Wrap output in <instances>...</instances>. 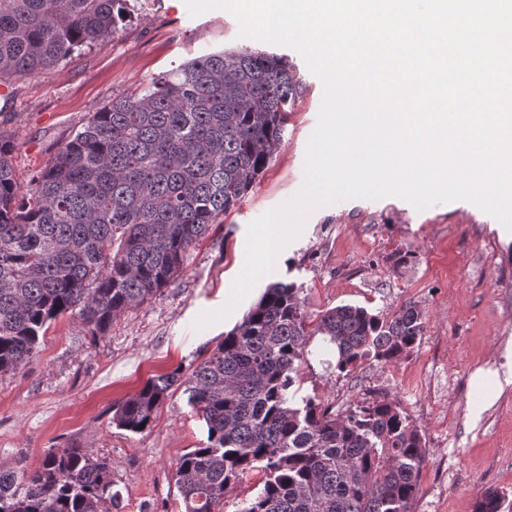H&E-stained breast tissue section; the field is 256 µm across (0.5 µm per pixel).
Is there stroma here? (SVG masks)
I'll return each mask as SVG.
<instances>
[{"label": "stroma", "instance_id": "stroma-1", "mask_svg": "<svg viewBox=\"0 0 512 512\" xmlns=\"http://www.w3.org/2000/svg\"><path fill=\"white\" fill-rule=\"evenodd\" d=\"M238 31L223 10L193 17L184 0H138L115 37L9 84L12 100L0 112V130L14 141L10 162L24 186L92 112L203 53L283 54L300 79L283 149L190 251L176 281L115 317L103 335L72 316L59 318L29 364L0 374V469L31 470L49 449L77 445L108 463L118 512H180L173 464L205 440L204 422L179 390L141 434L117 428L113 407L151 375L190 372L267 284L288 281L300 287L313 323L345 304L386 317L409 300L422 310L423 336L396 363L368 360L338 376L319 356L323 338L316 335L300 369L301 395L341 410L383 394L416 423L428 461L414 512H474L484 488L512 493V384L472 382L477 370L491 374L512 355V229L475 205L457 200L420 211L390 196L317 208L279 251L272 273L227 317L196 327L201 314L226 307L244 265L248 224L301 191L322 101L320 80L296 51L239 38Z\"/></svg>", "mask_w": 512, "mask_h": 512}]
</instances>
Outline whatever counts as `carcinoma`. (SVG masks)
I'll use <instances>...</instances> for the list:
<instances>
[{
	"instance_id": "obj_1",
	"label": "carcinoma",
	"mask_w": 512,
	"mask_h": 512,
	"mask_svg": "<svg viewBox=\"0 0 512 512\" xmlns=\"http://www.w3.org/2000/svg\"><path fill=\"white\" fill-rule=\"evenodd\" d=\"M129 18V0H0V79L54 67ZM298 88L283 56L201 54L92 113L24 188L0 131V374L26 366L58 318L102 333L174 282L284 147ZM423 331L407 302L389 318L330 308L315 333L336 357L327 366L347 376L369 359L397 362ZM310 336L300 288L273 282L189 374L149 378L113 407L112 424L146 431L183 388L207 429L175 463L184 512H224L253 469L263 486L238 512H413L428 457L421 431L384 396L336 413L298 396ZM117 498L108 464L85 448L0 470V512H109ZM474 512H512V498L485 488Z\"/></svg>"
}]
</instances>
